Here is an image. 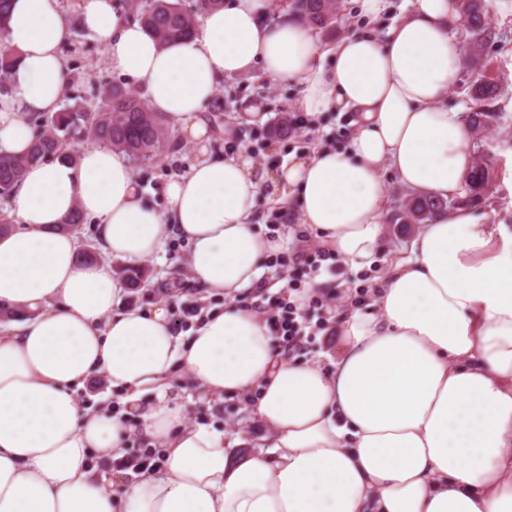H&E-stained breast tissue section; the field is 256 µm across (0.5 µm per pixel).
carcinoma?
Wrapping results in <instances>:
<instances>
[{
	"label": "carcinoma",
	"mask_w": 512,
	"mask_h": 512,
	"mask_svg": "<svg viewBox=\"0 0 512 512\" xmlns=\"http://www.w3.org/2000/svg\"><path fill=\"white\" fill-rule=\"evenodd\" d=\"M224 4V0H199L196 9H185L180 0H128L134 18L164 45L184 41L192 36L197 14ZM293 8L311 26L332 30L336 22V0H292ZM465 31L470 38L467 61L479 71V78L469 90L474 106L469 121L475 131L491 126L498 117L497 81L484 75L482 45L489 36L485 0H464ZM15 57L0 52V94L9 91L10 71ZM45 131L34 135L30 150L23 156H6L0 161V199L10 197L14 186L26 169L44 159L66 156L74 151L75 143L84 138L106 144L138 162L161 153L166 148L164 121L156 112L147 110L137 93L104 83L99 88L95 106L66 104L50 115H38ZM491 183L488 165L477 163L470 175L471 195L468 202L485 201ZM454 200H438L419 195L410 196L402 206L397 220L402 224H425L435 211L452 206Z\"/></svg>",
	"instance_id": "obj_1"
}]
</instances>
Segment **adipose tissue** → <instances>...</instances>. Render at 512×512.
<instances>
[{
  "instance_id": "ef3b65f1",
  "label": "adipose tissue",
  "mask_w": 512,
  "mask_h": 512,
  "mask_svg": "<svg viewBox=\"0 0 512 512\" xmlns=\"http://www.w3.org/2000/svg\"><path fill=\"white\" fill-rule=\"evenodd\" d=\"M371 28L320 44L289 0H224L198 33L160 45L117 0H79L104 64L152 111L207 139L203 113L224 78L298 86L315 118L348 114L349 146H314L258 170L248 144L200 157L147 201L127 156L86 144L30 166L0 234V512H512V225L463 199L469 118L448 104L465 42L458 0H359ZM62 0H12L0 43L17 62L0 97V151L19 156L28 118L60 108L67 81ZM452 200L393 258L375 311L349 309L331 369L293 362L242 307L287 237L259 232L275 193L352 266L385 241L389 187ZM95 223L99 260L59 226ZM182 238L208 295L180 330L165 298L119 308L115 264L137 266ZM104 376L113 408L78 395ZM250 402L258 436L189 419L192 389ZM137 439L163 461L127 479Z\"/></svg>"
}]
</instances>
